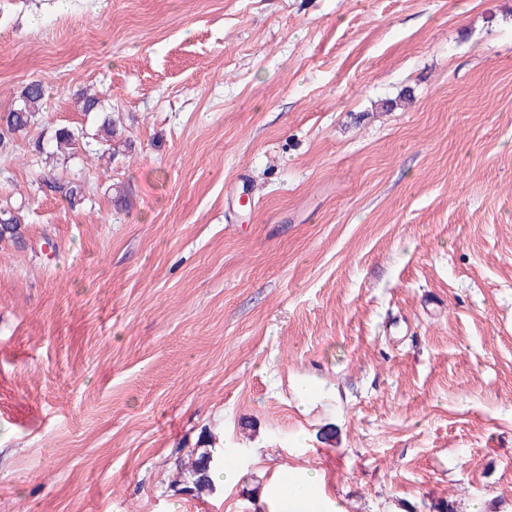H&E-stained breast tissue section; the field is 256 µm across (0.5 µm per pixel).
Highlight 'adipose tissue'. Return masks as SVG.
I'll list each match as a JSON object with an SVG mask.
<instances>
[{"instance_id":"obj_1","label":"adipose tissue","mask_w":512,"mask_h":512,"mask_svg":"<svg viewBox=\"0 0 512 512\" xmlns=\"http://www.w3.org/2000/svg\"><path fill=\"white\" fill-rule=\"evenodd\" d=\"M272 512H340L337 503L325 498L323 477L300 469L279 470L267 491Z\"/></svg>"}]
</instances>
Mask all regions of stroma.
<instances>
[{"label": "stroma", "instance_id": "35a3bbf8", "mask_svg": "<svg viewBox=\"0 0 512 512\" xmlns=\"http://www.w3.org/2000/svg\"><path fill=\"white\" fill-rule=\"evenodd\" d=\"M35 80L0 512H267L281 468L512 512V0H0V110ZM83 89L132 147L52 165ZM212 448L240 480L189 491ZM50 191L61 197L69 205L76 206L83 202L85 194L82 186L71 181L48 179Z\"/></svg>", "mask_w": 512, "mask_h": 512}]
</instances>
